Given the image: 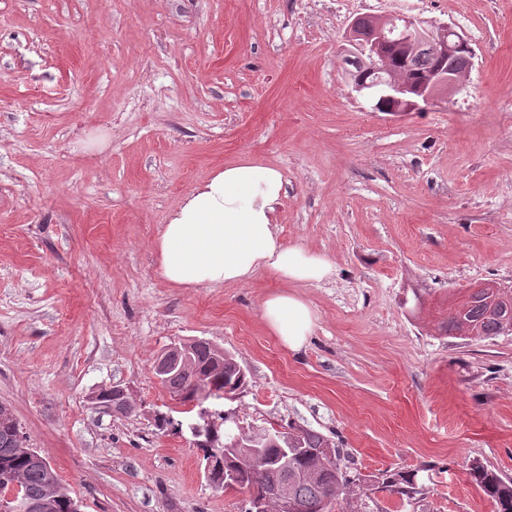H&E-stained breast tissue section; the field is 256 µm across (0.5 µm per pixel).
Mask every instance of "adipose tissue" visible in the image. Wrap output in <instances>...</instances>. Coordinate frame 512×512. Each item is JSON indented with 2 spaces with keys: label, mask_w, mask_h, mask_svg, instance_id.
<instances>
[{
  "label": "adipose tissue",
  "mask_w": 512,
  "mask_h": 512,
  "mask_svg": "<svg viewBox=\"0 0 512 512\" xmlns=\"http://www.w3.org/2000/svg\"><path fill=\"white\" fill-rule=\"evenodd\" d=\"M281 172L251 160L227 166L192 190L156 242L163 277L179 288L244 283L264 271L286 282L329 277L334 265L299 244H285L278 223ZM316 316L300 296L277 292L263 302V321L290 351H300Z\"/></svg>",
  "instance_id": "ef3b65f1"
}]
</instances>
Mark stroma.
<instances>
[{
    "mask_svg": "<svg viewBox=\"0 0 512 512\" xmlns=\"http://www.w3.org/2000/svg\"><path fill=\"white\" fill-rule=\"evenodd\" d=\"M393 12L475 51L456 92L398 116L346 75L351 20ZM243 159L281 171V236L331 277L162 276L163 224ZM479 281L512 284V0H0V404L83 512L247 508L154 425V361L190 338L247 375L211 409L320 431L353 474L422 470L426 494L368 512H494L466 468L512 477V335L438 330ZM279 291L317 317L296 353L263 324ZM115 385L136 413L96 407Z\"/></svg>",
    "mask_w": 512,
    "mask_h": 512,
    "instance_id": "35a3bbf8",
    "label": "stroma"
}]
</instances>
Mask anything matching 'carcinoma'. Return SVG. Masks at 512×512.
<instances>
[{
	"label": "carcinoma",
	"mask_w": 512,
	"mask_h": 512,
	"mask_svg": "<svg viewBox=\"0 0 512 512\" xmlns=\"http://www.w3.org/2000/svg\"><path fill=\"white\" fill-rule=\"evenodd\" d=\"M473 56H436L421 48L409 58L394 56L390 70L407 79L420 81L436 67L452 72L469 71ZM471 323L480 331V340L512 335V310L490 308L488 303L467 307L455 318L441 323L440 330L449 337H459L463 323ZM168 359L178 368L167 375L165 389L180 405L199 411L198 382L206 381L211 399L221 400L224 393L238 395L247 386V376L229 351L203 338H192L188 347H173ZM212 422L198 421L199 432L192 444L203 453V460L213 452L225 450L230 460L251 455V433L242 430L235 416L223 411L210 414ZM275 438L263 447V462L256 465L241 488L250 495L267 500L266 512H282L280 490L288 483V512H365L364 500L371 491L382 489L410 498L423 491L417 483V471H384L369 478L347 476L341 466L340 451L323 433L312 428L289 423L282 429L271 427ZM23 437L21 426L11 412H0V490H6L14 477H19L20 491L15 501L22 507L33 499L45 497L54 488L58 496L50 502L48 512H75L78 500L71 496L48 461L37 462L15 451ZM288 458V473H283L282 459ZM470 482L495 505V512H512V478L489 469L478 460L468 468Z\"/></svg>",
	"instance_id": "1"
}]
</instances>
